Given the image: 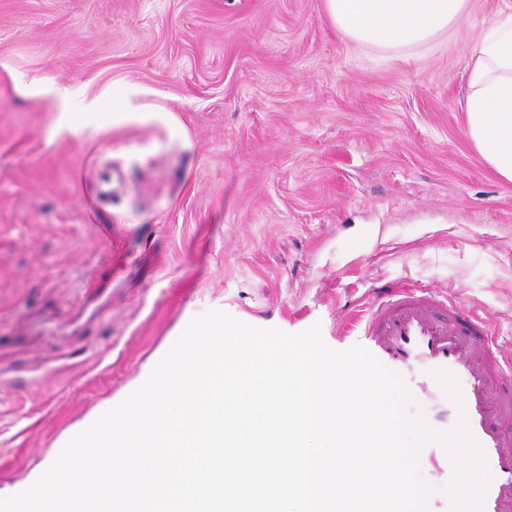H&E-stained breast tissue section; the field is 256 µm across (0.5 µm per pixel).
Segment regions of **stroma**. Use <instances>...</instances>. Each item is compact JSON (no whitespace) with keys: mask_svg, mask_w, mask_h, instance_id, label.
I'll list each match as a JSON object with an SVG mask.
<instances>
[{"mask_svg":"<svg viewBox=\"0 0 512 512\" xmlns=\"http://www.w3.org/2000/svg\"><path fill=\"white\" fill-rule=\"evenodd\" d=\"M501 6L383 61L323 0H0V488L210 310L342 351L422 288L512 354V185L461 107Z\"/></svg>","mask_w":512,"mask_h":512,"instance_id":"stroma-1","label":"stroma"}]
</instances>
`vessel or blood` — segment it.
I'll list each match as a JSON object with an SVG mask.
<instances>
[{
  "label": "vessel or blood",
  "instance_id": "b4317fda",
  "mask_svg": "<svg viewBox=\"0 0 512 512\" xmlns=\"http://www.w3.org/2000/svg\"><path fill=\"white\" fill-rule=\"evenodd\" d=\"M362 333L372 355L397 371L407 389L435 417L437 432L454 429L466 419L473 439L489 463L492 476L482 512H512V357L489 342L486 320L467 311L461 301H448L427 290H376ZM445 370L457 380L463 410L439 414L452 400L435 373ZM435 480L451 484L454 465L437 442L419 451Z\"/></svg>",
  "mask_w": 512,
  "mask_h": 512
}]
</instances>
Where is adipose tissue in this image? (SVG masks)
<instances>
[{
	"mask_svg": "<svg viewBox=\"0 0 512 512\" xmlns=\"http://www.w3.org/2000/svg\"><path fill=\"white\" fill-rule=\"evenodd\" d=\"M469 0H324L336 29L394 59L430 46L466 18ZM463 105L466 135L498 177L512 184V0L472 49Z\"/></svg>",
	"mask_w": 512,
	"mask_h": 512,
	"instance_id": "obj_1",
	"label": "adipose tissue"
}]
</instances>
